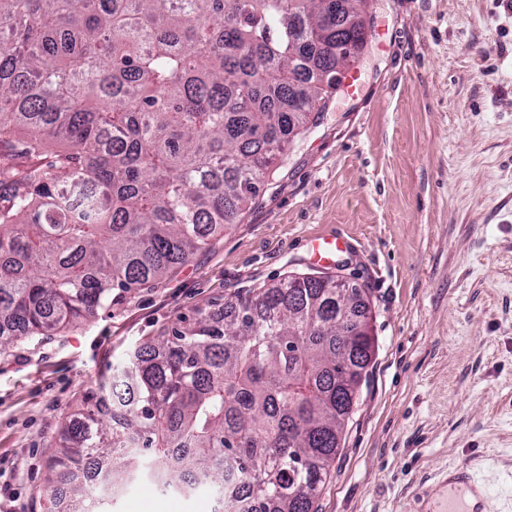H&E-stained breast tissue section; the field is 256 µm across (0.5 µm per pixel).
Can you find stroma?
Wrapping results in <instances>:
<instances>
[{
    "label": "stroma",
    "mask_w": 512,
    "mask_h": 512,
    "mask_svg": "<svg viewBox=\"0 0 512 512\" xmlns=\"http://www.w3.org/2000/svg\"><path fill=\"white\" fill-rule=\"evenodd\" d=\"M371 37L254 205L185 265L0 352V512H46L48 448L132 347L291 272L365 288L373 362L318 512H406L471 464L512 512V0H369ZM341 237L334 262L313 238ZM107 512H211L141 478Z\"/></svg>",
    "instance_id": "1"
}]
</instances>
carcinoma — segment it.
Wrapping results in <instances>:
<instances>
[{
	"label": "carcinoma",
	"mask_w": 512,
	"mask_h": 512,
	"mask_svg": "<svg viewBox=\"0 0 512 512\" xmlns=\"http://www.w3.org/2000/svg\"><path fill=\"white\" fill-rule=\"evenodd\" d=\"M324 2L0 0V351L163 278L255 203L308 130L290 86L363 46ZM332 282L288 275L137 345L50 449L67 512L139 477L217 512H316L375 353L342 341Z\"/></svg>",
	"instance_id": "cac0c4a2"
}]
</instances>
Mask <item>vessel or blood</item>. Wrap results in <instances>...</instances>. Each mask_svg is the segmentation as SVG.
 Masks as SVG:
<instances>
[{
    "instance_id": "vessel-or-blood-1",
    "label": "vessel or blood",
    "mask_w": 512,
    "mask_h": 512,
    "mask_svg": "<svg viewBox=\"0 0 512 512\" xmlns=\"http://www.w3.org/2000/svg\"><path fill=\"white\" fill-rule=\"evenodd\" d=\"M488 488L468 465L449 471L434 491L417 492L413 501L421 512H486Z\"/></svg>"
}]
</instances>
